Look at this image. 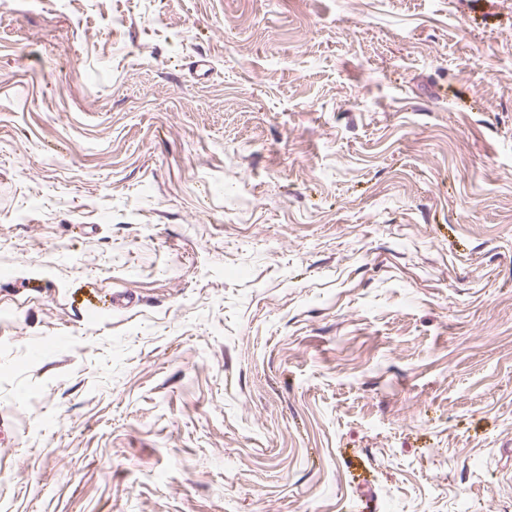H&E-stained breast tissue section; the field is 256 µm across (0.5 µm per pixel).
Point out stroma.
I'll return each mask as SVG.
<instances>
[{
	"instance_id": "stroma-1",
	"label": "stroma",
	"mask_w": 512,
	"mask_h": 512,
	"mask_svg": "<svg viewBox=\"0 0 512 512\" xmlns=\"http://www.w3.org/2000/svg\"><path fill=\"white\" fill-rule=\"evenodd\" d=\"M0 512H512V0H0Z\"/></svg>"
}]
</instances>
